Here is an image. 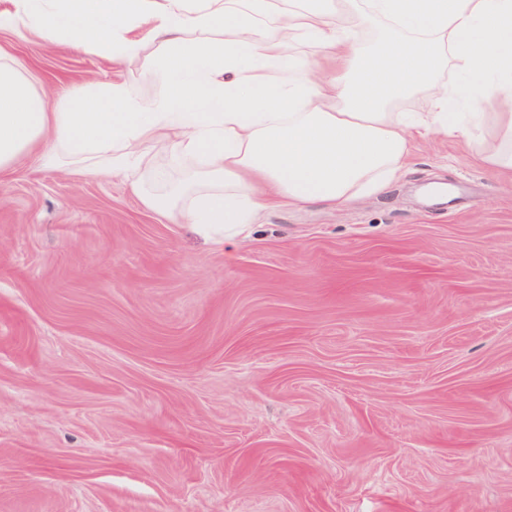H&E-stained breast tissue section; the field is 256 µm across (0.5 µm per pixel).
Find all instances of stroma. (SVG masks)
I'll list each match as a JSON object with an SVG mask.
<instances>
[{"instance_id":"1","label":"stroma","mask_w":512,"mask_h":512,"mask_svg":"<svg viewBox=\"0 0 512 512\" xmlns=\"http://www.w3.org/2000/svg\"><path fill=\"white\" fill-rule=\"evenodd\" d=\"M0 44L51 103L164 92ZM182 167L0 173V512H512V181L416 134L390 194L228 244L143 204Z\"/></svg>"}]
</instances>
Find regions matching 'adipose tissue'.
Segmentation results:
<instances>
[{
	"label": "adipose tissue",
	"mask_w": 512,
	"mask_h": 512,
	"mask_svg": "<svg viewBox=\"0 0 512 512\" xmlns=\"http://www.w3.org/2000/svg\"><path fill=\"white\" fill-rule=\"evenodd\" d=\"M377 22L391 34L365 50L357 33ZM142 27L162 55H143ZM1 32L111 51L165 92L112 81L51 104L0 45V171L32 152L128 172L165 143L193 165L182 215L205 234L233 239L271 193L339 208L389 192L414 131L465 136L512 175V0H11ZM292 41L320 44L329 67L291 62ZM446 63L462 75L451 86L437 79ZM420 91L427 111L396 110Z\"/></svg>",
	"instance_id": "adipose-tissue-1"
}]
</instances>
